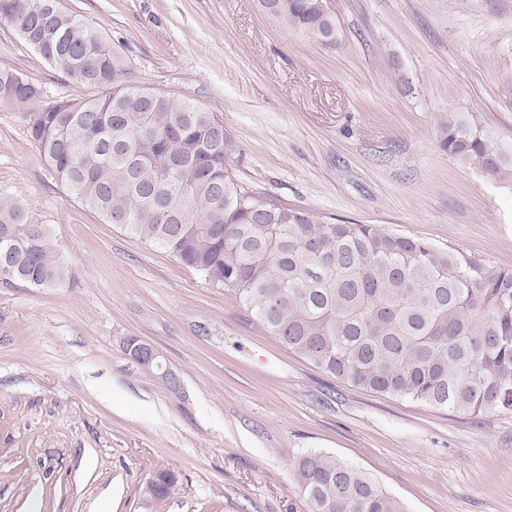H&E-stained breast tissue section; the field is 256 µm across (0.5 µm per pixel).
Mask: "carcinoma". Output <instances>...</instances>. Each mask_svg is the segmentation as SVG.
I'll return each mask as SVG.
<instances>
[{
    "label": "carcinoma",
    "mask_w": 512,
    "mask_h": 512,
    "mask_svg": "<svg viewBox=\"0 0 512 512\" xmlns=\"http://www.w3.org/2000/svg\"><path fill=\"white\" fill-rule=\"evenodd\" d=\"M276 2L285 26L336 42L325 0ZM0 20L66 77L104 89L44 108L39 86L0 71V103L33 105L28 132L84 208L234 292L266 331L341 381L474 417L512 410V269L372 224L319 221L244 185L224 121L136 84L132 62L60 0H5ZM441 146L512 186V147L483 127L450 116ZM1 262L32 288L70 278L50 234L9 200H0ZM292 472L308 512H405L333 455L308 452ZM177 488L175 472L157 469L144 508L160 512Z\"/></svg>",
    "instance_id": "cac0c4a2"
}]
</instances>
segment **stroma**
Wrapping results in <instances>:
<instances>
[{"label":"stroma","mask_w":512,"mask_h":512,"mask_svg":"<svg viewBox=\"0 0 512 512\" xmlns=\"http://www.w3.org/2000/svg\"><path fill=\"white\" fill-rule=\"evenodd\" d=\"M144 87L217 113L238 178L320 220L372 224L512 268V187L440 147L449 116L512 145V0H331L323 45L255 0H61ZM0 70L52 99L92 90L0 21ZM0 197L45 225L58 288L0 283V512H307L292 465L321 451L406 512H512V411L477 417L329 376L174 257L85 209L22 110L0 107ZM152 345L167 390L123 350ZM178 477L175 472L166 468L154 471L152 479H148L142 489V498L146 511L159 512L165 502L177 491Z\"/></svg>","instance_id":"35a3bbf8"}]
</instances>
